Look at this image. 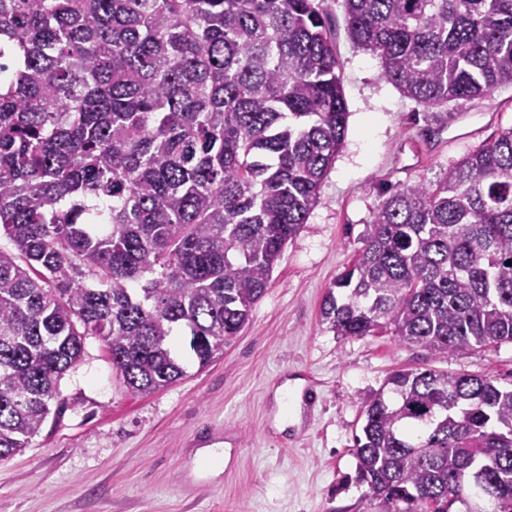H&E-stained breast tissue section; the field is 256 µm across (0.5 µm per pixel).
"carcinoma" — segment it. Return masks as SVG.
Returning <instances> with one entry per match:
<instances>
[{
    "label": "carcinoma",
    "instance_id": "carcinoma-1",
    "mask_svg": "<svg viewBox=\"0 0 512 512\" xmlns=\"http://www.w3.org/2000/svg\"><path fill=\"white\" fill-rule=\"evenodd\" d=\"M349 38L427 106L512 85V0H343ZM321 0H0V461L105 344L134 394L246 326L348 128ZM321 304L433 357L512 343V129L391 194ZM363 405L382 512H512V388L399 369Z\"/></svg>",
    "mask_w": 512,
    "mask_h": 512
}]
</instances>
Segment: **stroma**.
I'll return each mask as SVG.
<instances>
[{
    "label": "stroma",
    "instance_id": "stroma-1",
    "mask_svg": "<svg viewBox=\"0 0 512 512\" xmlns=\"http://www.w3.org/2000/svg\"><path fill=\"white\" fill-rule=\"evenodd\" d=\"M348 117L345 142L306 224L285 246L236 339L205 368L153 394L130 393L103 342L85 341L27 448L0 461V512H381L357 479L361 403L399 368L431 366L512 384V343L441 359L385 330L343 339L320 318L357 257L360 234L394 190L433 181L512 129V86L427 107L381 77L324 0ZM320 380L305 421L280 434L276 384Z\"/></svg>",
    "mask_w": 512,
    "mask_h": 512
}]
</instances>
